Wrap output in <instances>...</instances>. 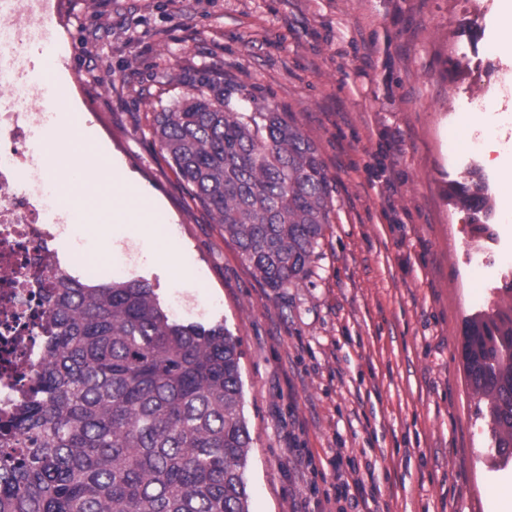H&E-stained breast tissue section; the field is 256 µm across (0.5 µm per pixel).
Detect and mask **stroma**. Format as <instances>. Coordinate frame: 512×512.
I'll use <instances>...</instances> for the list:
<instances>
[{
	"label": "stroma",
	"mask_w": 512,
	"mask_h": 512,
	"mask_svg": "<svg viewBox=\"0 0 512 512\" xmlns=\"http://www.w3.org/2000/svg\"><path fill=\"white\" fill-rule=\"evenodd\" d=\"M47 17L57 45L41 80L71 130L42 151L61 205L111 202L120 167L160 201L162 247L196 277L172 279L129 225L96 242L83 219L56 243L61 265L87 284L148 281L177 320L238 337L250 512H358L324 498L339 455L391 512H500L512 463L490 451L461 354L466 320L512 302L500 174L462 143L482 89L510 117L497 142L512 151L498 0H51ZM189 70L245 86L316 145L333 210L303 287L259 282L155 143L152 116L187 93ZM73 155L88 182L69 181ZM470 168L494 205L490 238L449 195Z\"/></svg>",
	"instance_id": "obj_1"
}]
</instances>
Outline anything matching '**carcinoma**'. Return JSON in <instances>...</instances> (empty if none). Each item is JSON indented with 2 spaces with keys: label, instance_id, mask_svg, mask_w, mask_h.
Returning <instances> with one entry per match:
<instances>
[{
  "label": "carcinoma",
  "instance_id": "cac0c4a2",
  "mask_svg": "<svg viewBox=\"0 0 512 512\" xmlns=\"http://www.w3.org/2000/svg\"><path fill=\"white\" fill-rule=\"evenodd\" d=\"M153 137L265 286L296 288L330 223V179L293 119L245 88L187 73ZM494 235L483 178L452 188ZM51 329L23 399L0 415V512H250L238 339L170 318L146 281L58 271ZM462 356L494 451L512 458V306L468 322Z\"/></svg>",
  "mask_w": 512,
  "mask_h": 512
}]
</instances>
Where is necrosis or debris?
Returning a JSON list of instances; mask_svg holds the SVG:
<instances>
[{
	"label": "necrosis or debris",
	"instance_id": "necrosis-or-debris-1",
	"mask_svg": "<svg viewBox=\"0 0 512 512\" xmlns=\"http://www.w3.org/2000/svg\"><path fill=\"white\" fill-rule=\"evenodd\" d=\"M47 0H0V41L36 33ZM32 106L20 112L17 95ZM35 63L0 54V408L9 409L25 372L40 360L39 332L45 322L42 285L60 261L55 242L67 225L58 197L32 145L34 130L50 126L41 107Z\"/></svg>",
	"mask_w": 512,
	"mask_h": 512
}]
</instances>
